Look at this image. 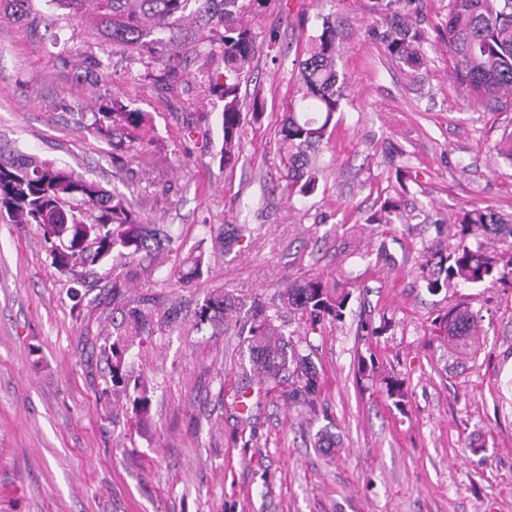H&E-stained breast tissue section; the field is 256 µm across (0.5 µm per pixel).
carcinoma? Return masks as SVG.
<instances>
[{"instance_id": "1", "label": "carcinoma", "mask_w": 512, "mask_h": 512, "mask_svg": "<svg viewBox=\"0 0 512 512\" xmlns=\"http://www.w3.org/2000/svg\"><path fill=\"white\" fill-rule=\"evenodd\" d=\"M263 0H51L72 16L91 13L97 29L112 45V55L137 67L138 79L161 93H174L188 82V60L217 52L224 60V71L207 76L209 89L224 100L222 126L224 143L219 163L234 166L241 155L244 115L239 97L242 75L248 73L256 54L252 29L239 20L245 2ZM448 21L440 39L452 59V78L487 112L512 107V0H449ZM422 34L413 24L400 20L386 35L390 55L404 66L417 69L424 64ZM303 84L300 109L283 114L280 128V179L289 190L301 195L312 192L317 177L309 168V153L328 139L336 112L340 111L342 87L336 70V25L324 18L320 32L309 39L299 62ZM148 124L147 113L130 110L112 100L93 113L92 129L112 144V160H136L149 150L150 143L138 131ZM402 197H387L378 210L367 217L369 224H390L399 214ZM34 224L47 244L51 264L68 274L74 287L70 298L82 306L90 268L103 270L107 281V318L111 330L103 335L99 357L109 368L112 393L132 402L135 418L147 419L151 398L145 382L132 379L126 357L152 327L169 320L151 297L127 296L131 274H121L109 265L118 256L154 262L153 245L160 243V229L146 223L127 199L108 193L93 180L76 175L64 166L30 155L0 152V223ZM455 224L458 242L448 248L428 252L423 263L424 280L431 292L453 282L471 287L491 288L512 279V254L504 258L487 250L484 243L468 241L481 230L512 237V225L504 224L487 208L459 209ZM187 272L172 271L181 280L200 281L205 268V240L195 247ZM351 297L345 282L319 277L305 278L287 285L276 295V309L269 312L261 299L249 307L246 320L233 318L239 299L224 292L208 290L197 303L194 327L211 329L216 335L224 327L238 326L245 336L250 374L240 393L239 414L245 423L251 419V406L243 400L250 391L257 397H275L311 409L321 393L320 372L298 345L275 325L279 309L298 316L306 333H314L326 321L343 316ZM479 314L456 304L437 319L448 341L462 349L475 346ZM388 398L399 406L405 397L403 383L384 376Z\"/></svg>"}]
</instances>
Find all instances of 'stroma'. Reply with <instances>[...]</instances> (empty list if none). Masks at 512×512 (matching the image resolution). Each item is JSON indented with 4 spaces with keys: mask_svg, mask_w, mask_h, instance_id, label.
Returning <instances> with one entry per match:
<instances>
[{
    "mask_svg": "<svg viewBox=\"0 0 512 512\" xmlns=\"http://www.w3.org/2000/svg\"><path fill=\"white\" fill-rule=\"evenodd\" d=\"M448 4L265 0L247 16L257 52L240 88L264 114L247 121L231 170L219 164L224 102L207 82L220 57L192 61L188 86L165 98L106 55L91 16L32 0L22 19L0 4V144L122 192L166 225L177 258L210 227L246 225L230 253L209 254L206 288L248 303L300 276L354 286L343 319L310 338L318 412L269 398L243 429L231 410L246 370L241 337L196 332L195 286L139 269L137 293L174 307L176 324L127 356L152 389L150 419L135 427L126 399L103 394L100 328L73 311L72 282L36 226L0 223V512H512V288L431 293L421 277L425 249L452 244L459 205L512 222V162L497 153L512 112L484 111L452 79L437 34ZM397 12L424 36L419 71L388 52ZM327 16L344 100L316 189L292 196L278 130L299 98L301 53ZM114 99L150 117V151L121 173L91 127L96 101ZM188 121L198 127L190 141ZM400 170L408 208L427 222L367 223ZM457 303L483 317L476 353L449 348L435 323ZM370 349L381 374L403 379V408L359 379ZM323 428L333 447H316Z\"/></svg>",
    "mask_w": 512,
    "mask_h": 512,
    "instance_id": "stroma-1",
    "label": "stroma"
}]
</instances>
